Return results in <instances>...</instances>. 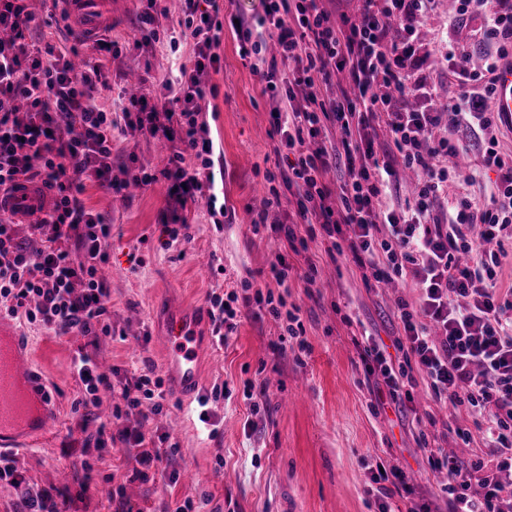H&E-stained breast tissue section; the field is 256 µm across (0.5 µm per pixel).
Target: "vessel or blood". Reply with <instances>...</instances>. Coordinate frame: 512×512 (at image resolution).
<instances>
[{"label":"vessel or blood","mask_w":512,"mask_h":512,"mask_svg":"<svg viewBox=\"0 0 512 512\" xmlns=\"http://www.w3.org/2000/svg\"><path fill=\"white\" fill-rule=\"evenodd\" d=\"M67 9L77 24L78 34L95 35L111 22L107 0H66ZM493 111L512 117V65L498 72ZM197 314L189 310L173 318L161 338L164 371L172 378L178 393H199L202 387L201 346L195 333ZM36 350L21 351L19 331L0 318V447L10 444L19 426L30 423L34 430L26 442L37 447L50 438L57 411L46 402L41 383L34 374Z\"/></svg>","instance_id":"b4317fda"}]
</instances>
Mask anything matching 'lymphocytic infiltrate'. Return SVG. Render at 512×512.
Instances as JSON below:
<instances>
[{
    "label": "lymphocytic infiltrate",
    "instance_id": "obj_1",
    "mask_svg": "<svg viewBox=\"0 0 512 512\" xmlns=\"http://www.w3.org/2000/svg\"><path fill=\"white\" fill-rule=\"evenodd\" d=\"M353 15L332 22L321 0H262L256 24L239 20L234 31L240 53L252 61L263 93L275 101L271 111L280 147L292 153L283 174L305 224L320 225L336 252H349L363 280L402 282L413 300L398 299L400 332L391 344L362 333L357 345L366 377L375 379L378 406L402 414L413 408L412 391L423 387L434 403L468 406L474 430H457L470 448L486 449L471 462L421 446L436 472L448 512H512V486L498 475L512 471V285L503 284L504 242L512 238V153L499 149L498 136L512 131V118L490 111L497 72L512 58V0H458L457 19L480 14L473 37L483 62L449 51L448 74L458 92L439 100L427 78L416 75L414 25L432 0H361ZM218 0H181L179 39L192 41L189 61L175 79L164 80L159 96L98 102V85L117 42L98 39L96 57L76 69L70 48L52 41L28 42L42 24L30 0H0V191L12 195L40 183L51 201L35 227L45 246L28 252L14 237L17 208L0 210V299L8 315L22 316L61 336L77 332L100 338L112 333L106 301L110 288L101 273L108 260L112 226L87 206L94 186L120 194L129 184L147 186L151 175H133L113 164L112 143L133 129L175 146L164 171L169 204L203 202L214 206L220 187L211 170L214 145L207 125L213 74L221 69L217 49L224 24ZM398 32H390L391 21ZM276 40L281 59L294 62L292 74L261 57L267 40ZM280 59V60H281ZM348 72L349 88L323 95L332 72ZM448 124V136L432 133ZM340 137L328 141L327 126ZM390 136L376 148L378 128ZM476 151L481 167L495 171L488 198H456L447 215L438 211L441 191L456 176L458 157ZM419 177L416 194L404 207L389 203L398 179L394 158ZM343 170L337 184L326 181L329 168ZM85 255L73 263L72 250ZM208 315L219 343L236 330L242 309L280 311L273 296L209 295ZM73 365L84 387L82 408L98 406L102 394L120 390L125 411L100 423L84 446L104 450L118 443L135 449V477L170 458L175 445L153 432L165 392L153 368L120 384L100 373L94 355L78 348ZM133 415L135 425L123 424ZM479 495H470L472 486Z\"/></svg>",
    "mask_w": 512,
    "mask_h": 512
}]
</instances>
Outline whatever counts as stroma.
I'll return each instance as SVG.
<instances>
[{"instance_id": "35a3bbf8", "label": "stroma", "mask_w": 512, "mask_h": 512, "mask_svg": "<svg viewBox=\"0 0 512 512\" xmlns=\"http://www.w3.org/2000/svg\"><path fill=\"white\" fill-rule=\"evenodd\" d=\"M111 2L112 37L121 53L108 65L110 87L100 94L105 107L133 75L146 91L158 92L163 80L175 78V63L192 51L182 41L163 42L155 54L146 53L135 44L140 0ZM455 9V0H434L412 36L419 74L442 90L448 87L444 56L449 44L472 57L480 53L472 32L481 16L453 27L449 19ZM218 52L222 68L212 78L215 89L203 119L216 149L214 168L223 176V214L211 216L201 202L187 205L192 238L167 245L159 176L171 148L136 132L116 140L112 153L134 154L135 170L155 175V183L126 197L94 187L84 196L88 206L112 219L103 267L111 288L112 334L91 347L92 353L101 372L116 382L139 371L144 361L161 365L159 336L169 313L197 309L198 334L208 341V295L240 289L246 282L279 298L284 315L243 312L226 345L207 344L201 402L184 404L171 382H164L163 410L152 426L169 435L178 451L145 480L134 478L133 455L122 445L102 452L82 448L83 439L122 403L117 395L103 397L87 421L74 411L83 387L73 374L72 357L88 345L87 337L57 336L16 320L38 352L58 420L55 436L45 445L17 449L20 482H0V512H13L24 489L49 487L71 495L70 512H112L107 493L117 488L145 512H164L188 499L195 512H379L384 505L390 512H406L414 502L448 512L419 436L434 437L444 449L457 446L456 429L472 426L466 407L439 406L419 393L415 407L418 414H430V421L417 425L390 408L374 411L373 386L364 377L354 341L366 330L391 342L398 328L396 301L410 298L411 292L401 285L364 283L351 274L349 256L331 251L323 232L304 246L276 237L272 225L291 222L296 206L262 205L270 189H282L280 171L287 166L284 155L274 151L273 102L263 94L250 60L241 57L233 30H224ZM260 215L265 224L254 227ZM280 254L294 269L283 284L270 272ZM310 259L318 263L312 283L298 276ZM206 262L222 265L223 273L204 272ZM289 312L299 316L303 333L287 341ZM248 383L253 386L249 398L244 395ZM381 467L401 473L410 493L395 491L392 481H379ZM188 471L194 480H185ZM86 476L91 482L83 494L78 483Z\"/></svg>"}]
</instances>
